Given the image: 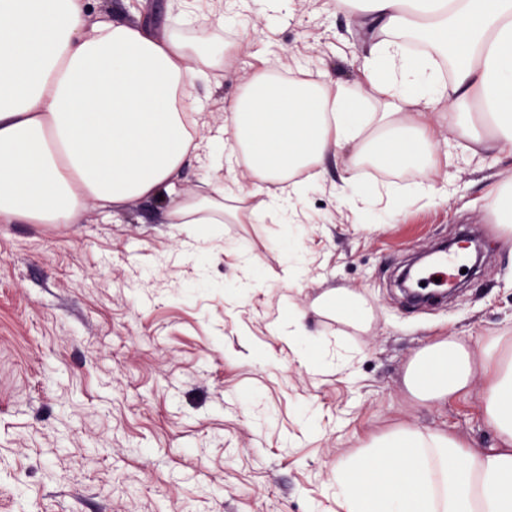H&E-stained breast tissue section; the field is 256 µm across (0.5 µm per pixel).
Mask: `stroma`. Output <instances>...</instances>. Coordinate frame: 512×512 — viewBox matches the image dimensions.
Masks as SVG:
<instances>
[{
  "mask_svg": "<svg viewBox=\"0 0 512 512\" xmlns=\"http://www.w3.org/2000/svg\"><path fill=\"white\" fill-rule=\"evenodd\" d=\"M192 9L236 46L196 87L204 140L224 133L225 103L263 63L346 82L373 40L371 21L336 0H295L272 21L254 0ZM88 14L148 16L161 31L172 0H88ZM345 164L327 161L294 224L258 210L267 185L233 162L224 180L246 194L241 220L201 237L164 223L159 198L91 203L74 224H0V512H343L337 463L391 429L496 447L483 372L435 405L404 376L425 344L512 338V231L492 207L512 154L440 156L434 178L449 191L433 197L367 169L400 197L397 218L383 201L366 224L336 200ZM465 228L483 243L478 271L454 297L406 304L402 268ZM339 290L367 301V325L311 313ZM292 307L310 316L290 344L274 327Z\"/></svg>",
  "mask_w": 512,
  "mask_h": 512,
  "instance_id": "1",
  "label": "stroma"
}]
</instances>
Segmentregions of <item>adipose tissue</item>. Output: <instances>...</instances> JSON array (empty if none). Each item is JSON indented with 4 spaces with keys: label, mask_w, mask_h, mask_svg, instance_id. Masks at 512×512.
Listing matches in <instances>:
<instances>
[{
    "label": "adipose tissue",
    "mask_w": 512,
    "mask_h": 512,
    "mask_svg": "<svg viewBox=\"0 0 512 512\" xmlns=\"http://www.w3.org/2000/svg\"><path fill=\"white\" fill-rule=\"evenodd\" d=\"M84 2L0 0V224H72L91 202L170 192L202 147L216 172L232 152L272 185L267 207L291 215L325 161L348 150L338 202L360 218L372 199L367 167L413 169L415 194L438 193L443 101L457 138L512 151V0H339L375 26L355 82L258 71L227 107L229 138L204 146L194 89L223 67L229 45L180 12L160 33L144 19L89 21ZM241 196L216 180L164 217L220 224L225 200ZM479 369L490 374L483 417L497 447L471 449L438 430L386 433L337 466L345 512H512V344L426 345L405 385L442 402L466 393Z\"/></svg>",
    "instance_id": "obj_1"
}]
</instances>
